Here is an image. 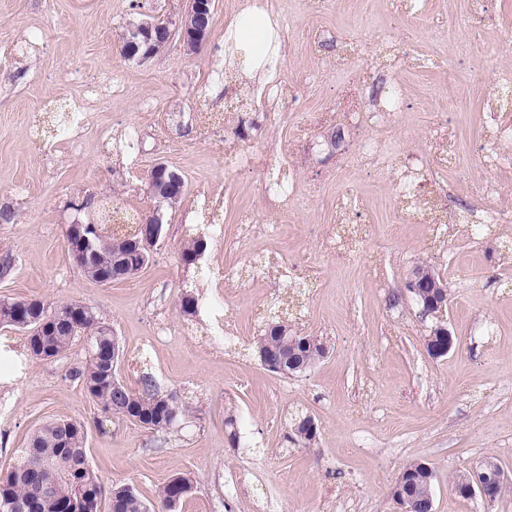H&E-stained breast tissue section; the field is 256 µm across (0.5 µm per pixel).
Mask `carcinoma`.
Returning <instances> with one entry per match:
<instances>
[{"label":"carcinoma","mask_w":512,"mask_h":512,"mask_svg":"<svg viewBox=\"0 0 512 512\" xmlns=\"http://www.w3.org/2000/svg\"><path fill=\"white\" fill-rule=\"evenodd\" d=\"M140 230L139 223L89 227L82 242L67 239L77 266L88 276L102 281L114 273L126 280L146 266L140 257L131 255L130 240ZM205 236L188 235L181 248V259L194 264L206 250ZM127 256L122 269L113 267L118 257ZM274 324L254 337L259 359L277 362L283 358L279 344L288 323L275 315ZM101 318L92 308L75 302L50 307L36 299L12 300L10 307H0V324L26 331L30 354L43 360L61 357L76 342L85 344V362L72 369L69 376L81 382L105 418L128 419L154 432L172 429L171 422L188 412L177 393L162 392L151 378H143L140 390L126 384L113 388L116 371L112 369V349L119 347L112 332H97ZM193 489L188 474L172 477L157 492V512H171ZM146 512L147 503L138 493H128L118 484L107 485L90 467L86 451L84 426L72 419H51L37 427L27 447L20 449V461L0 476V512Z\"/></svg>","instance_id":"obj_1"}]
</instances>
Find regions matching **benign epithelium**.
<instances>
[{
  "instance_id": "benign-epithelium-1",
  "label": "benign epithelium",
  "mask_w": 512,
  "mask_h": 512,
  "mask_svg": "<svg viewBox=\"0 0 512 512\" xmlns=\"http://www.w3.org/2000/svg\"><path fill=\"white\" fill-rule=\"evenodd\" d=\"M186 9L177 21L145 19L130 25L123 35V53L129 58L140 61L150 59L152 42L168 38L171 33H178L185 50L193 54L206 43L209 33V19L214 16V0H185ZM149 194L157 204L143 223L154 225V234L148 238L132 240L134 255L143 259L152 254L155 246L164 241L165 204L182 192L181 175L168 165L158 162L146 174ZM406 291L420 306L421 316L438 318L448 304L446 288L436 279H427L419 269H414L405 285ZM457 346V337L450 329L438 322L425 337V349L429 356L442 358ZM506 479L504 472L492 462L482 463L465 473V481L458 487V492L466 498L480 497L485 501L496 498L499 486ZM416 480L413 472L401 473L392 491V499L398 505L399 512H414V504L420 503L421 512H434V489L427 488L426 494L414 493Z\"/></svg>"
}]
</instances>
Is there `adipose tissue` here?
I'll return each instance as SVG.
<instances>
[{
    "label": "adipose tissue",
    "mask_w": 512,
    "mask_h": 512,
    "mask_svg": "<svg viewBox=\"0 0 512 512\" xmlns=\"http://www.w3.org/2000/svg\"><path fill=\"white\" fill-rule=\"evenodd\" d=\"M281 48L277 26L262 6L252 5L226 24L224 61L232 65L249 60L248 80L266 82L268 72L264 63L267 58L277 55Z\"/></svg>",
    "instance_id": "adipose-tissue-1"
}]
</instances>
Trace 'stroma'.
<instances>
[{
  "instance_id": "1",
  "label": "stroma",
  "mask_w": 512,
  "mask_h": 512,
  "mask_svg": "<svg viewBox=\"0 0 512 512\" xmlns=\"http://www.w3.org/2000/svg\"><path fill=\"white\" fill-rule=\"evenodd\" d=\"M261 2L285 50L265 85L237 79L220 62L224 22ZM185 0H0V298L78 301L119 338L120 374L132 389L151 376L190 411L171 434H155L101 412L70 378L84 360L76 344L61 358H30L17 383L0 389V468L42 422L72 418L87 429L91 468L105 483L129 485L147 503L171 477L191 473L194 490L176 512H396L391 491L415 462L435 473V512H512V489L495 501L456 494L451 476L490 460L512 477V223L497 235L448 225L433 239L426 224H399L396 177L361 161L362 131L324 121L360 87L373 66L379 34L400 42L402 61L385 72L401 86L399 112L375 129L406 153L427 155L448 131L457 161L424 169L448 194V212L480 209L485 181L512 196V174L481 165L482 123L500 74L512 73V0H425L406 23L396 0H215L209 38L188 54L179 39L146 61L121 51L129 24L173 20ZM362 43L364 60H340L339 37ZM83 105L80 128L62 132V113ZM338 146H330L333 131ZM136 147L116 151L128 133ZM249 148L235 171L224 156ZM293 167L294 200L274 225L262 162ZM166 163L185 181L167 210L166 238L137 275L109 285L84 274L65 228L87 221L72 201L92 194L133 216L155 205L145 176ZM352 190L370 220L357 256L328 255L323 239L336 222L339 194ZM219 214L197 264L181 261L183 225L202 200ZM256 220L243 235L240 213ZM316 264L314 287L282 271L253 276L266 257ZM448 288L444 317L458 339L442 358L424 338L434 318L403 294L417 264ZM237 267L233 295L224 271ZM196 315L180 312L184 294ZM298 296L291 332L319 337L327 353L310 370L284 376L264 368L251 347L260 320ZM317 436L288 443L295 416ZM234 427H226V419Z\"/></svg>"
}]
</instances>
